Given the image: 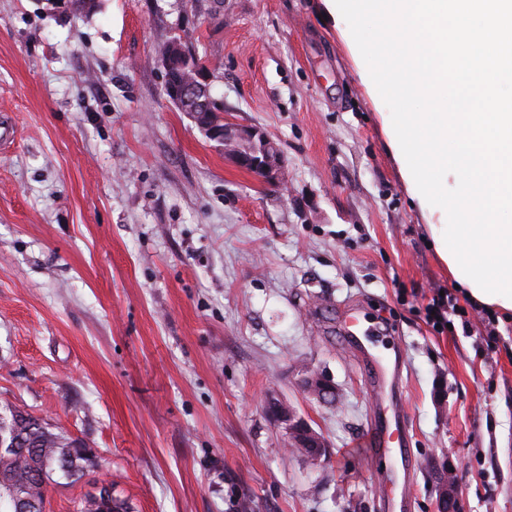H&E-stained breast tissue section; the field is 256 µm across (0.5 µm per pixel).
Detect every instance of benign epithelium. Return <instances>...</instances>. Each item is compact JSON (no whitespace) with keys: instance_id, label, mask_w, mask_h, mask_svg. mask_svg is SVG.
<instances>
[{"instance_id":"benign-epithelium-1","label":"benign epithelium","mask_w":512,"mask_h":512,"mask_svg":"<svg viewBox=\"0 0 512 512\" xmlns=\"http://www.w3.org/2000/svg\"><path fill=\"white\" fill-rule=\"evenodd\" d=\"M164 67L176 61L182 68L181 82L168 90L169 99L181 110L190 112L206 136L224 148L225 157L259 177L274 183L284 179V160L277 144L257 129L239 128L218 112L212 111L210 90L204 64L190 54L179 41H172L159 51ZM304 389L313 396L334 393V386L325 376L310 372L303 381ZM281 422L288 424L291 443L312 434L307 423L283 404H278ZM8 497L12 512H45V501L29 498L22 489L11 488Z\"/></svg>"}]
</instances>
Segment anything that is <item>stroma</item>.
I'll return each mask as SVG.
<instances>
[{
  "label": "stroma",
  "mask_w": 512,
  "mask_h": 512,
  "mask_svg": "<svg viewBox=\"0 0 512 512\" xmlns=\"http://www.w3.org/2000/svg\"><path fill=\"white\" fill-rule=\"evenodd\" d=\"M175 39L224 117L279 146L285 187L165 96ZM1 113L0 408L94 452L47 512L103 484L129 512H381L351 306L404 362L410 512H440L447 473L460 512H512V320L427 247L320 0H0ZM440 291L464 310L441 329ZM310 370L334 402L305 392ZM272 398L325 457L290 449Z\"/></svg>",
  "instance_id": "stroma-1"
}]
</instances>
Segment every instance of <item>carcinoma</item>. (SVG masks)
<instances>
[{
    "label": "carcinoma",
    "instance_id": "obj_1",
    "mask_svg": "<svg viewBox=\"0 0 512 512\" xmlns=\"http://www.w3.org/2000/svg\"><path fill=\"white\" fill-rule=\"evenodd\" d=\"M7 426L23 440L9 457H0V484H25L42 496L53 474L64 478L79 475L85 459L80 455L78 441L55 433L48 424L32 414L14 408L4 413Z\"/></svg>",
    "mask_w": 512,
    "mask_h": 512
}]
</instances>
